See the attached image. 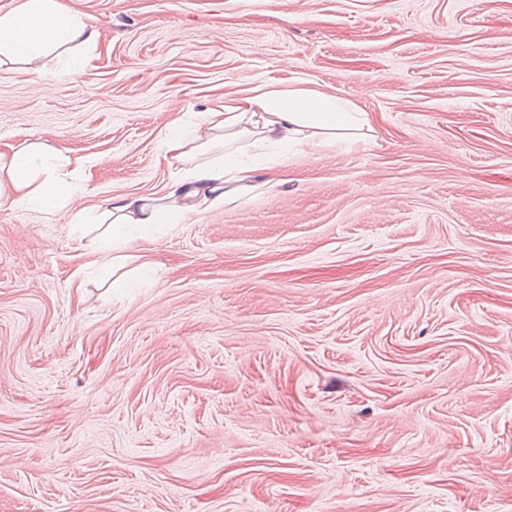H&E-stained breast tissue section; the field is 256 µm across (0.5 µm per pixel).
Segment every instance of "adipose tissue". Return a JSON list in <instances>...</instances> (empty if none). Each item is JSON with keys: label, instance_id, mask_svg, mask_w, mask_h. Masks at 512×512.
I'll return each instance as SVG.
<instances>
[{"label": "adipose tissue", "instance_id": "ef3b65f1", "mask_svg": "<svg viewBox=\"0 0 512 512\" xmlns=\"http://www.w3.org/2000/svg\"><path fill=\"white\" fill-rule=\"evenodd\" d=\"M100 35L98 19L69 12L62 0H18L13 10L0 15V63L38 73L46 51L69 44L74 48L69 64L77 69ZM367 123L366 113L335 93L270 85L253 87L239 104L213 109L190 132L174 120L167 128L163 159L168 166L186 168V175L163 195L112 199L102 211L108 226L95 253L102 268L115 269L113 289L131 285L119 272L127 259L121 248L130 230L149 237L158 225L193 211L199 199H211L219 207L252 190V169L238 163V145L251 147L260 158L275 144L306 147L351 137ZM43 151V145L32 143L0 150V206L33 207L49 214L74 198L78 188L70 180L71 171L83 167V160L59 152L41 163L37 157Z\"/></svg>", "mask_w": 512, "mask_h": 512}]
</instances>
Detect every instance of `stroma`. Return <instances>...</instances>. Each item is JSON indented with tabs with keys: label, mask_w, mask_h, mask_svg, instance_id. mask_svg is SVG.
I'll return each instance as SVG.
<instances>
[{
	"label": "stroma",
	"mask_w": 512,
	"mask_h": 512,
	"mask_svg": "<svg viewBox=\"0 0 512 512\" xmlns=\"http://www.w3.org/2000/svg\"><path fill=\"white\" fill-rule=\"evenodd\" d=\"M87 65H0V145L89 193L0 207V512H512V0H64ZM259 84L356 141L90 262L102 201L164 194V133Z\"/></svg>",
	"instance_id": "obj_1"
}]
</instances>
